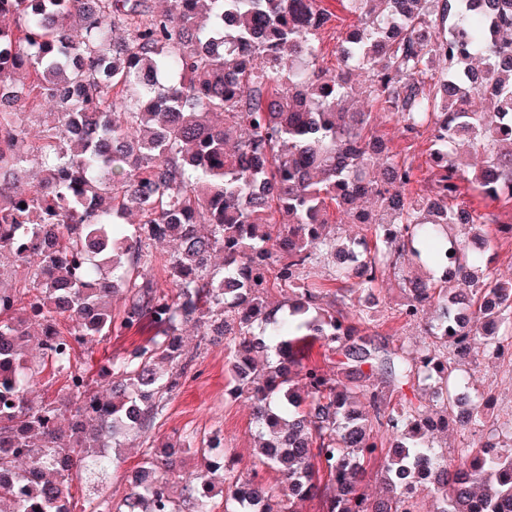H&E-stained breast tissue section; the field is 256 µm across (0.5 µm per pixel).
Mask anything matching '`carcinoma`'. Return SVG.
<instances>
[{
    "label": "carcinoma",
    "mask_w": 512,
    "mask_h": 512,
    "mask_svg": "<svg viewBox=\"0 0 512 512\" xmlns=\"http://www.w3.org/2000/svg\"><path fill=\"white\" fill-rule=\"evenodd\" d=\"M167 2L0 0V251L24 280L0 279L3 512H74L71 482L119 467L109 449L129 436L145 444L130 493L89 512H215L220 494L224 512H297L302 496L319 512H421L402 482L422 463L430 512L512 509V419L481 436L463 363L477 339L512 346V281L491 276L485 216L464 200L512 203V0H339L357 23L329 79L324 0ZM48 104L26 153V116ZM383 115L406 141L428 134L423 192ZM30 162L33 185L16 177ZM334 209L368 235L330 231ZM390 273L405 320L436 308L413 351L362 305ZM145 322L154 335L112 358L101 390L78 348ZM186 323L224 343L231 393L251 400L275 482L250 498L213 464L228 449L150 440L192 371ZM38 377L63 381L61 401L31 403ZM416 378L429 397L405 393ZM450 423L454 466L433 446Z\"/></svg>",
    "instance_id": "cac0c4a2"
}]
</instances>
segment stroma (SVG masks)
Here are the masks:
<instances>
[{"instance_id": "1", "label": "stroma", "mask_w": 512, "mask_h": 512, "mask_svg": "<svg viewBox=\"0 0 512 512\" xmlns=\"http://www.w3.org/2000/svg\"><path fill=\"white\" fill-rule=\"evenodd\" d=\"M379 290L383 299L380 333H396L407 349H416L425 338V322L409 324L399 315L404 297L395 280H385ZM147 336V331L133 329L82 347L79 354L82 360L88 361L93 375L97 376L112 357L123 354ZM182 336L186 348L196 353L195 366L180 391L169 400L150 435L155 439H174L187 433L200 437L222 433L225 447L234 449L241 458V472L250 473L253 467L251 411L244 398H234L228 393L227 353L220 345H199L198 332L192 326H185ZM466 366L472 375L475 393L490 399V420L511 419L512 363L491 359L477 348Z\"/></svg>"}]
</instances>
